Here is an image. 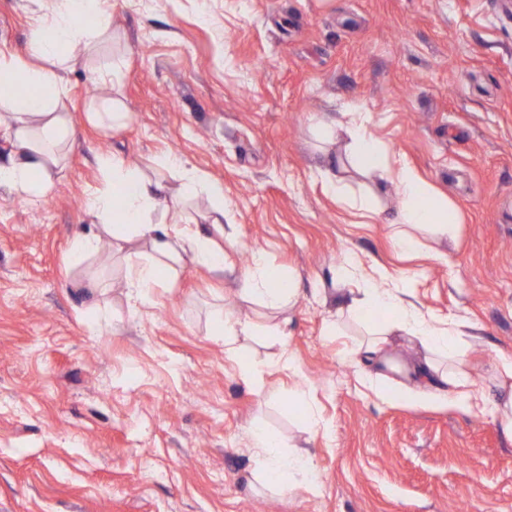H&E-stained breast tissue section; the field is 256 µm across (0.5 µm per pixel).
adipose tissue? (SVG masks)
<instances>
[{"mask_svg": "<svg viewBox=\"0 0 512 512\" xmlns=\"http://www.w3.org/2000/svg\"><path fill=\"white\" fill-rule=\"evenodd\" d=\"M106 0H52L39 19L26 54L0 56V136L11 153L0 163V189L25 202L50 197L56 175L65 163L75 131L65 110L64 73L77 62L75 52L108 36L112 12ZM326 140L348 138L347 149L362 174L395 183L398 208L388 218L396 244L405 251L423 247V236L452 241L458 223L456 208L401 157L382 148L370 130V115L354 108L342 120L323 124ZM104 182L89 193L88 208L98 221L96 232L72 242L69 261L78 265L113 249L126 268L124 286L133 307L154 301V290L176 279L185 264L223 269L222 249L198 231L182 227L187 209L205 199L208 223L224 221V187L186 162L166 159L163 174L150 175L107 156L100 157ZM343 288L336 291V317L372 324L367 339L348 352L361 385L379 397L418 404L449 405L491 417L512 438V363L496 367L500 398L475 390L462 337L479 333L466 315L441 318L423 310L402 283L387 278L357 255L343 265ZM244 294L261 297L279 310L296 296L291 278L269 268L255 255ZM261 465L255 481L286 489L302 475L306 488L318 493L310 458L287 456L282 443L263 428L252 432Z\"/></svg>", "mask_w": 512, "mask_h": 512, "instance_id": "ef3b65f1", "label": "adipose tissue"}]
</instances>
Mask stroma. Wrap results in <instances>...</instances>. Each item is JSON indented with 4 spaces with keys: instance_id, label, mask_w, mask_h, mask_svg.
Here are the masks:
<instances>
[{
    "instance_id": "35a3bbf8",
    "label": "stroma",
    "mask_w": 512,
    "mask_h": 512,
    "mask_svg": "<svg viewBox=\"0 0 512 512\" xmlns=\"http://www.w3.org/2000/svg\"><path fill=\"white\" fill-rule=\"evenodd\" d=\"M37 0H0V55L25 50ZM110 39L67 73L76 142L53 195L0 194V512H512V440L490 418L367 394L331 336L352 253L404 279L426 311H460L470 379L512 360V14L501 0H112ZM122 59L119 88L85 90ZM119 91L118 131L88 119ZM457 209L448 261L402 251L382 220L327 193L316 127L352 105ZM107 155L153 172L177 157L224 185L225 223L197 228L231 269L186 265L129 307L119 259L70 268ZM259 253L298 290L287 313L241 292ZM98 289L88 290L89 281ZM250 317L230 356L210 313ZM287 320L286 336L267 325ZM287 350L293 367L275 363ZM258 363V381L241 362ZM305 390L317 433L295 403ZM261 426L313 459L319 493L248 487Z\"/></svg>"
}]
</instances>
